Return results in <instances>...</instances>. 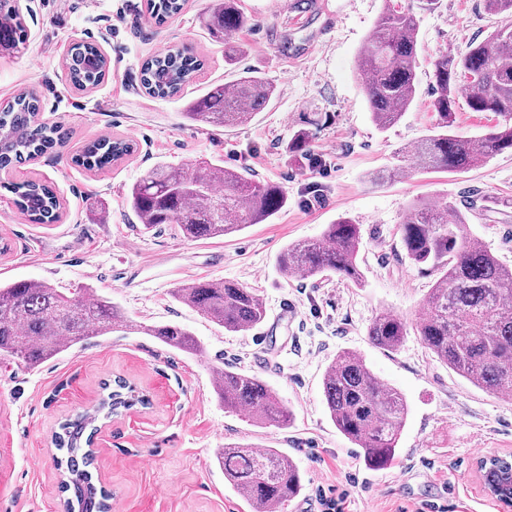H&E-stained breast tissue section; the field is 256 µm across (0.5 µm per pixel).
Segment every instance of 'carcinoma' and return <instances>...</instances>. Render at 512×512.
Returning <instances> with one entry per match:
<instances>
[{"mask_svg":"<svg viewBox=\"0 0 512 512\" xmlns=\"http://www.w3.org/2000/svg\"><path fill=\"white\" fill-rule=\"evenodd\" d=\"M186 0H147L155 22L180 15ZM210 34L224 41V63L236 64L232 39L249 25L238 0H218L206 19ZM25 40L22 26L0 14V50L14 51ZM418 24L414 14L385 0L371 38L359 59L372 121L380 129L396 123L415 98ZM71 83L84 89L106 73L105 62L94 63L96 48L80 42ZM201 65L180 51L160 53L141 70V83L154 97L182 92ZM275 94V87L255 71H246L233 84L216 85L186 104V117L214 128L238 127L251 120ZM472 112H490L497 122L483 134L468 137L450 130L461 105ZM430 108L440 132L402 152L427 170L457 173L502 153L512 154V21L473 42L463 54L446 51L433 63ZM39 97L23 91L0 113V169L31 160L63 139L59 125L40 121ZM132 150L130 143L109 137L84 147L78 162L102 168ZM286 153L309 158V134L296 131ZM17 207L36 224L58 220L60 203L46 185H13ZM126 203L143 230L175 225L187 239L222 238L253 224H262L288 205L285 189L274 182L246 177L232 168L207 161L193 166L159 165L146 170L129 188ZM408 257L428 264L436 279L424 309L413 324L391 311L378 313L367 329L369 341L380 348L399 349L412 327L424 346L460 376L497 400H512V267L503 264L479 238L470 234L468 219L455 202L442 197L413 204L399 225ZM360 227L349 217L327 225L316 239L284 245L276 256L280 271L292 277L335 275L359 285ZM172 296L201 312L230 333L248 331L262 323L266 307L252 288L220 280L179 285ZM140 334L164 347L185 353L200 351L195 337L177 323L146 324L94 288H58L43 280L0 284V359L36 369L59 353L90 338ZM323 396L336 428L361 449L366 465L381 469L396 456L405 425L407 403L396 389L380 383L365 361L352 352L339 354L326 369ZM97 407L60 424L53 443L61 453L60 488L67 494L65 512H110L109 494L96 484L92 430L148 400L119 379L105 386ZM214 393L224 409L244 412L254 423L287 427L293 411L262 379L240 370H216ZM215 459L224 479L253 512H280L302 490L294 460L276 448L226 445Z\"/></svg>","mask_w":512,"mask_h":512,"instance_id":"obj_1","label":"carcinoma"}]
</instances>
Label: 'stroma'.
I'll return each mask as SVG.
<instances>
[{
    "label": "stroma",
    "instance_id": "stroma-1",
    "mask_svg": "<svg viewBox=\"0 0 512 512\" xmlns=\"http://www.w3.org/2000/svg\"><path fill=\"white\" fill-rule=\"evenodd\" d=\"M209 2L187 0L182 14L158 24L147 0H24L26 42L20 52H0V107L20 90H34L44 118L61 122L64 132L54 148L0 172V281L89 286L134 320L182 325L201 346L188 354L149 336L112 335L88 339L33 371L0 362V512H63L52 435L120 376L151 403L101 423L95 475L111 512H248L215 461L216 450L232 443L276 448L295 461L303 490L284 512H328L327 502L336 500L343 512H502L474 467L479 457L512 452V401L459 376L416 333L388 351L370 343L367 328L384 309L414 321L435 280L428 265L408 258L400 239L414 201L473 203L471 234L512 265V154L457 174L414 164L391 181L372 179L436 127L429 108L434 60L466 51L505 16L488 13L483 0H438L431 9L399 0L419 24L416 96L381 130L357 63L384 0H241L252 23L238 35L242 56L233 66L205 29ZM294 13L304 24H290ZM76 41L108 54V75L86 91L66 79ZM167 48L198 55L203 67L182 95L155 98L141 86V67ZM248 69L276 87L248 124L216 130L184 118L186 99L232 84ZM301 129L311 134L308 160L285 152ZM103 135L131 141L133 153L102 170L79 167L76 154ZM200 160L280 183L287 207L223 239L192 241L170 226L144 232L125 204L128 187L156 163ZM28 180L52 187L60 221L35 224L19 212L7 186ZM92 195L105 215L87 207ZM341 216L360 226L362 285L278 269L283 245L317 238ZM207 279L256 289L264 322L230 333L171 295L179 284ZM285 303L296 313L282 321ZM343 351L362 357L407 400L397 455L380 470L365 465L324 401L323 374ZM217 366L260 377L288 402L292 424H255L225 410L211 384Z\"/></svg>",
    "mask_w": 512,
    "mask_h": 512
}]
</instances>
